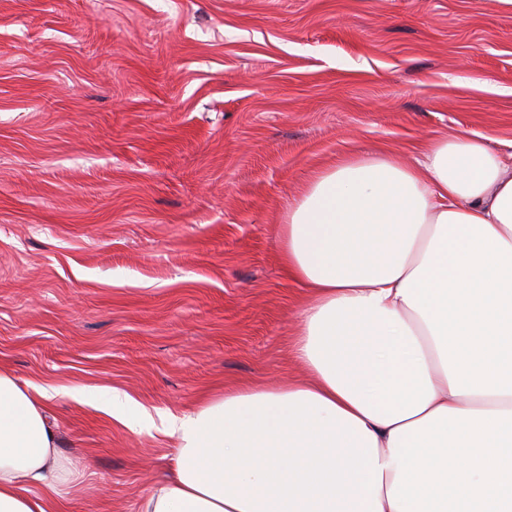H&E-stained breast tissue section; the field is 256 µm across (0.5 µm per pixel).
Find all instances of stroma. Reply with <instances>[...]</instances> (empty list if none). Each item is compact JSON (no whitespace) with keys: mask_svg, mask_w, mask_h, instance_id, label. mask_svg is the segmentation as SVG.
Segmentation results:
<instances>
[{"mask_svg":"<svg viewBox=\"0 0 512 512\" xmlns=\"http://www.w3.org/2000/svg\"><path fill=\"white\" fill-rule=\"evenodd\" d=\"M457 136L512 152V0H0V370L58 389L66 512H139L163 417L307 380L277 235L314 172ZM104 408L110 415L120 417L130 423L146 424L152 421L151 416L136 401L117 391H112V398Z\"/></svg>","mask_w":512,"mask_h":512,"instance_id":"obj_1","label":"stroma"}]
</instances>
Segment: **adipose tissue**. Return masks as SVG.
<instances>
[{
    "mask_svg": "<svg viewBox=\"0 0 512 512\" xmlns=\"http://www.w3.org/2000/svg\"><path fill=\"white\" fill-rule=\"evenodd\" d=\"M278 262L312 294L310 380L167 416L172 473L140 512H512V154L341 158L289 206ZM55 394L0 372V512H62Z\"/></svg>",
    "mask_w": 512,
    "mask_h": 512,
    "instance_id": "ef3b65f1",
    "label": "adipose tissue"
}]
</instances>
